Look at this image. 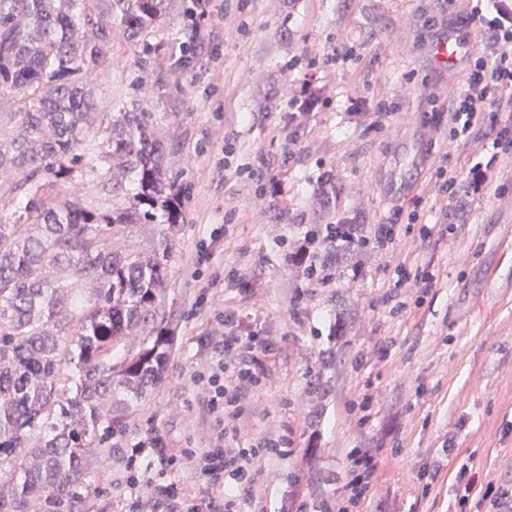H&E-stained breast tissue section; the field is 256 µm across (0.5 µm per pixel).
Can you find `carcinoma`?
I'll list each match as a JSON object with an SVG mask.
<instances>
[{
  "instance_id": "carcinoma-1",
  "label": "carcinoma",
  "mask_w": 512,
  "mask_h": 512,
  "mask_svg": "<svg viewBox=\"0 0 512 512\" xmlns=\"http://www.w3.org/2000/svg\"><path fill=\"white\" fill-rule=\"evenodd\" d=\"M172 2L0 0V87L23 102L22 132L0 142V170L22 174L10 194L22 192L33 217L0 224V512H91L103 491L88 474L110 464L173 349L161 317L183 219L182 197L167 194L173 149L134 106L87 129L89 114L106 108L90 81L108 64L112 40L139 43ZM86 152L97 160L88 180L116 198L110 212L51 199L38 185L45 173L69 178ZM339 195L334 181L318 191L319 219L355 223L336 211ZM136 224L162 225L158 248L118 246ZM358 263L356 252L336 248V268ZM318 360L313 431L336 353L322 350Z\"/></svg>"
}]
</instances>
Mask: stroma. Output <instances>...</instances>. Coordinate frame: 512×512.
Instances as JSON below:
<instances>
[{"label": "stroma", "mask_w": 512, "mask_h": 512, "mask_svg": "<svg viewBox=\"0 0 512 512\" xmlns=\"http://www.w3.org/2000/svg\"><path fill=\"white\" fill-rule=\"evenodd\" d=\"M207 15L174 20L146 37L155 55L113 42L108 69L94 75L96 96L114 107L133 102L152 115L171 143L172 188L185 196L186 220L167 260L162 309L177 325L166 378L142 407L124 440L160 431L170 447L209 442L212 413L189 376L210 362L200 344L215 311L239 313L244 330H259L273 344L254 365L260 387L245 391L236 426L259 440L282 435L287 457L266 465L261 488L279 497L299 453L312 450L318 480L304 479L309 498L330 495L343 475L348 449L379 447L384 464L372 505L387 512H450L444 490H424L416 467L445 440L457 455L449 471L468 464L478 483L512 481V159L492 169L491 193L473 200L461 223L432 208L434 171L449 158L468 172L474 148L449 147L435 118L464 84L458 72L437 69L434 43L459 27L478 41L469 23L471 0H210ZM247 30H239L240 20ZM194 22L200 42L179 66L182 29ZM343 45L347 62L316 72L330 98L306 117L289 121L292 87L309 74L311 57ZM388 106L390 126L369 127L350 113ZM232 141H225V132ZM265 161L276 187L240 178L236 168ZM342 187L339 211L359 223L396 224L391 246L368 249L359 279L341 275L308 286L288 264L283 239L313 228L318 181ZM450 225L449 235L422 244L424 226ZM225 228L224 249L200 276L190 264L200 241ZM418 259L442 285L422 304L390 313L381 301L394 268ZM248 269L247 286L225 283L230 269ZM357 317L336 360L333 391L310 441L305 415L309 385L327 344L338 301ZM381 362H362L373 346ZM373 396L366 423L349 406L360 392Z\"/></svg>", "instance_id": "1"}]
</instances>
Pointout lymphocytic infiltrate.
Returning <instances> with one entry per match:
<instances>
[{
  "label": "lymphocytic infiltrate",
  "instance_id": "obj_1",
  "mask_svg": "<svg viewBox=\"0 0 512 512\" xmlns=\"http://www.w3.org/2000/svg\"><path fill=\"white\" fill-rule=\"evenodd\" d=\"M473 13L478 16L484 36L477 53L466 63L462 91L448 107L450 141L476 143L481 154L491 160L512 155V0H476ZM491 178L487 165L474 162L468 174L452 166H439L435 184L440 193L456 192L467 185L472 198L484 196ZM397 227L381 224L373 235L362 234L356 224H328L325 241L366 250L371 243H394ZM440 278L428 268L402 263L383 295L384 303L393 302L401 289L423 298L439 287ZM214 358L212 373L196 372L193 386L205 391L209 405L217 411L216 431L208 447L171 448L159 433L122 449L127 477L124 493L127 512H268L260 488L267 461L286 456L279 438L260 441H228L226 429L242 413L240 393L245 386L258 385L260 378L242 356L269 350L270 344L259 331H243L237 314L224 311L210 322L203 337ZM449 448L436 450L419 468L427 486L450 487L454 512H469L475 500H489L493 512H512V486L477 487L468 466L448 474ZM189 465L194 486L167 481L168 471ZM382 464L378 448H352L347 465L333 495L320 503L319 512H355L373 494ZM152 494H143V487Z\"/></svg>",
  "mask_w": 512,
  "mask_h": 512
}]
</instances>
